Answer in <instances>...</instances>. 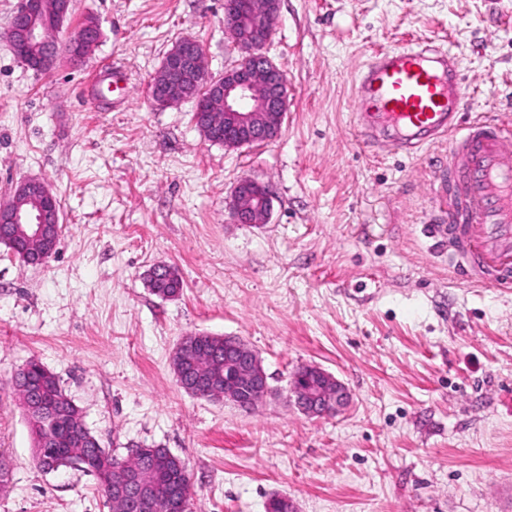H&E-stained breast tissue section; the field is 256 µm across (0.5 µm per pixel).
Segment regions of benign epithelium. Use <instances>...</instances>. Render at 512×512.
Segmentation results:
<instances>
[{"label": "benign epithelium", "mask_w": 512, "mask_h": 512, "mask_svg": "<svg viewBox=\"0 0 512 512\" xmlns=\"http://www.w3.org/2000/svg\"><path fill=\"white\" fill-rule=\"evenodd\" d=\"M253 9L231 10L224 14V27L230 31L235 45L242 52L241 59L231 69L219 75L207 72L202 48L192 37L176 40L165 53L161 66L154 76L152 100L161 107L181 102L169 88L187 71L195 73L210 86L206 98H197L199 113L222 111L224 130L229 144L270 142L281 132L288 111V85L284 72L266 52L272 39L274 22L279 12L280 0H252ZM72 0H53L50 7L44 0H17L8 36L12 50L32 55L37 66L48 71L57 64L61 51L58 34L71 11ZM98 44L96 27L86 26L79 34L70 37L68 54L73 62L84 60ZM258 183L240 179L234 187L232 217L240 224H264L271 211V194L265 187L254 193ZM42 205L30 211L20 204L0 206V224H13L23 231L29 241H46L52 226H59L60 213L54 195L45 182L38 178H25L17 183L14 195L18 198L37 195ZM224 393H214L215 398H226L240 407L247 401L258 403L271 393L268 377L259 354L246 342L235 336H225ZM297 408L308 415H330L343 409L349 402L345 385L319 366H306V374L292 384ZM156 467L129 476L118 493L122 506L135 500L145 507L152 506L157 495V484L152 478Z\"/></svg>", "instance_id": "1"}]
</instances>
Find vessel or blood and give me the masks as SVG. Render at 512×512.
Here are the masks:
<instances>
[{"label":"vessel or blood","mask_w":512,"mask_h":512,"mask_svg":"<svg viewBox=\"0 0 512 512\" xmlns=\"http://www.w3.org/2000/svg\"><path fill=\"white\" fill-rule=\"evenodd\" d=\"M359 131L405 153L440 137L448 162L434 180L448 191L445 223L458 275L489 288H512V133L497 119L468 118L456 54L428 43L376 52L355 77Z\"/></svg>","instance_id":"vessel-or-blood-1"}]
</instances>
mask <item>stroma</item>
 Masks as SVG:
<instances>
[{"label":"stroma","instance_id":"35a3bbf8","mask_svg":"<svg viewBox=\"0 0 512 512\" xmlns=\"http://www.w3.org/2000/svg\"><path fill=\"white\" fill-rule=\"evenodd\" d=\"M0 0V204L25 178L58 199L55 254L26 265L0 245V512H111L96 478L35 462L12 386L28 361L57 377L103 448L169 449L186 465L189 512H512V293L461 281L428 228L448 207L440 138L413 154L370 144L353 82L375 51L433 42L458 55L471 116L512 111V0H280L266 51L289 106L280 135L227 149L195 103L155 106L149 85L172 43L202 47L218 75L240 58L224 0H73L64 33L94 18L82 65L38 73L7 39ZM123 95H95L112 66ZM248 177L268 223L238 224ZM177 268L174 299L146 272ZM236 336L272 389L245 411L192 396L178 341ZM316 365L348 388L331 416L289 401ZM255 187L260 194L253 192ZM271 211V194L266 187L249 179H240L234 187L232 217L240 224H264Z\"/></svg>","mask_w":512,"mask_h":512}]
</instances>
